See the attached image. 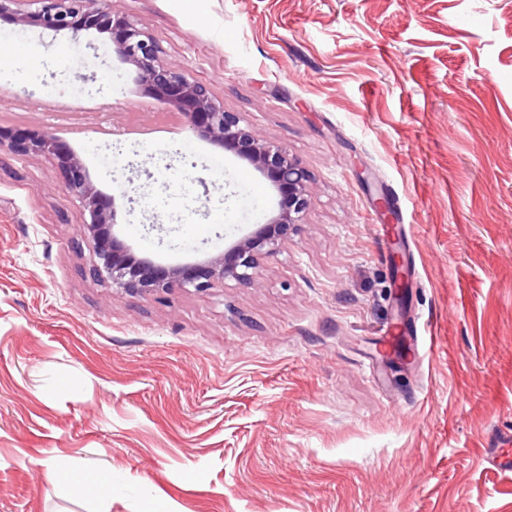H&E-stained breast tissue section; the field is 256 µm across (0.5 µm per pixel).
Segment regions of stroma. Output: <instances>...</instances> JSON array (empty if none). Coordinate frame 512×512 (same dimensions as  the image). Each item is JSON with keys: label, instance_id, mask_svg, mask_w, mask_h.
<instances>
[{"label": "stroma", "instance_id": "1", "mask_svg": "<svg viewBox=\"0 0 512 512\" xmlns=\"http://www.w3.org/2000/svg\"><path fill=\"white\" fill-rule=\"evenodd\" d=\"M166 58L311 173L295 243L255 288L112 297L85 274L78 203L51 159L0 158V512H512V0H112ZM0 68L43 84L50 127L119 194L95 126L54 117L70 83L121 124L126 68L65 37L0 27ZM154 212L118 232L201 259L274 209L271 186L185 130ZM387 197L390 213L377 204ZM392 227L381 238L378 227ZM112 472V496L70 480Z\"/></svg>", "mask_w": 512, "mask_h": 512}]
</instances>
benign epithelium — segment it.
<instances>
[{
    "label": "benign epithelium",
    "instance_id": "1",
    "mask_svg": "<svg viewBox=\"0 0 512 512\" xmlns=\"http://www.w3.org/2000/svg\"><path fill=\"white\" fill-rule=\"evenodd\" d=\"M34 27L64 34L97 50L103 45L125 65L142 92L175 109L186 131L251 167L276 191L275 210L215 254L165 265L133 250L115 227L120 209L135 211L148 198L142 184L119 195L100 192L82 158L47 129H0V156H48L57 181L80 204L84 241L92 253L89 277L114 296L169 295L177 290L208 292L233 282L258 287L265 263L298 234L312 205L310 174L288 149L264 137L238 112L224 108L211 88L188 68L167 61L160 41L141 23L112 9V0H0V25Z\"/></svg>",
    "mask_w": 512,
    "mask_h": 512
}]
</instances>
